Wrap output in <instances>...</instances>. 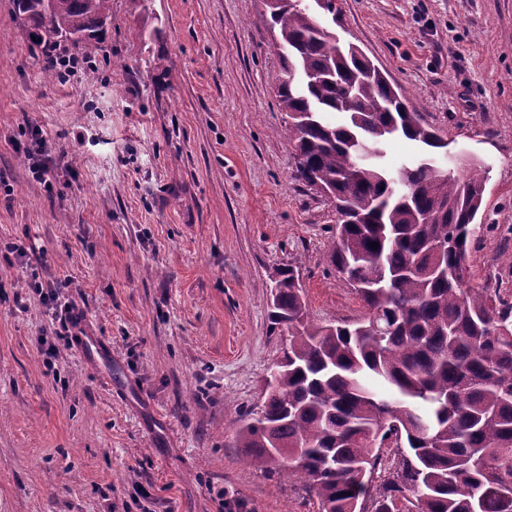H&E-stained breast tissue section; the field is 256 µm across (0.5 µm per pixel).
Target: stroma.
I'll return each mask as SVG.
<instances>
[{
  "label": "stroma",
  "mask_w": 512,
  "mask_h": 512,
  "mask_svg": "<svg viewBox=\"0 0 512 512\" xmlns=\"http://www.w3.org/2000/svg\"><path fill=\"white\" fill-rule=\"evenodd\" d=\"M257 0H112L95 58L48 76L0 0V512H318L234 445L288 345L269 311L297 269L316 322L365 310L328 254L333 204L294 177L281 54ZM410 111L489 171L471 284L512 301V0H336L317 12ZM57 166L37 181L32 131ZM24 245L26 256L6 244ZM64 295L112 360L42 337L26 284Z\"/></svg>",
  "instance_id": "1"
}]
</instances>
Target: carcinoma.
I'll return each instance as SVG.
<instances>
[{"label":"carcinoma","instance_id":"obj_1","mask_svg":"<svg viewBox=\"0 0 512 512\" xmlns=\"http://www.w3.org/2000/svg\"><path fill=\"white\" fill-rule=\"evenodd\" d=\"M14 2L35 44L76 34L89 56L112 10V0ZM265 7L284 49L277 97L296 178L342 206L330 262L366 314L314 323L294 269L279 273L270 319L288 328V351L236 447L301 483L318 512H512V303L471 287L467 263L488 171L435 166L444 140L306 0ZM336 112L345 123L327 119ZM396 136L422 153L392 168L381 148ZM389 456V477L373 484Z\"/></svg>","mask_w":512,"mask_h":512}]
</instances>
